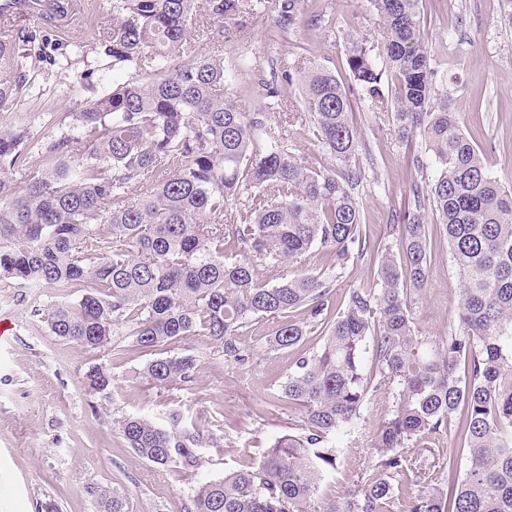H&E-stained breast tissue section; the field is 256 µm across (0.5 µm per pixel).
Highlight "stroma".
Returning a JSON list of instances; mask_svg holds the SVG:
<instances>
[{"label": "stroma", "mask_w": 512, "mask_h": 512, "mask_svg": "<svg viewBox=\"0 0 512 512\" xmlns=\"http://www.w3.org/2000/svg\"><path fill=\"white\" fill-rule=\"evenodd\" d=\"M81 12L69 31L41 23L30 31L46 41L48 52L64 55L68 69L51 68L44 87L54 93L51 104L32 101L1 117L5 123L25 125L33 139L50 145L61 137L83 147L75 121L88 107L92 92H68L66 84L82 71L93 70L99 89L126 79L128 72L98 62L87 48L112 22V0H82ZM307 21L284 32L273 6H266L248 29L225 27L199 18L201 30H212L211 54L225 65L247 61L248 70L236 76L231 90L244 111L257 109L254 88L284 62L306 57L345 76V33H363L379 45L378 26L365 0H301ZM421 28L434 55L436 87L447 95L452 111L462 113L466 135L482 149L491 173L512 184V0H422ZM326 12L336 17L335 31L309 23V16ZM52 116H45V107ZM354 117L363 145L359 163L365 178L355 189L363 205L362 222L371 239L392 242V213L403 212L420 173L410 155L424 154L421 137L399 138L383 112H372L364 97L354 99ZM311 267L333 279L335 302H343L352 288H368L373 276L364 261L335 271L326 251L314 250ZM459 291V281L441 234L430 244V274L422 291L412 293V312L418 328L429 336H444ZM78 289L61 292L0 280V321L9 325L0 338V512H39L53 502L59 512H103L99 493L118 489L127 497L130 512H186L201 483L223 478L247 460L261 456L271 441L299 432L302 412L283 407L267 410L274 382L296 357L295 351L276 350L268 341L277 329L266 318L249 324L241 341L251 361L241 367L224 358L221 347L206 336H189L163 347L166 356H195L198 369L191 386L160 388L140 370L149 356H128L88 350L55 336L43 313L48 307L78 301ZM95 364L112 372V390L89 395L82 377ZM388 395H377L368 410L366 426L342 451L338 468L320 485L309 512L327 508L368 479L374 457L372 436L390 409ZM181 414L182 428L220 436L217 448H203L198 467L159 468L128 448L119 428L131 415L150 418L160 427ZM432 448L440 459H453L440 471L444 491L460 482L467 452L455 432L440 434Z\"/></svg>", "instance_id": "obj_1"}]
</instances>
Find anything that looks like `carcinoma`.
Returning <instances> with one entry per match:
<instances>
[{
  "label": "carcinoma",
  "mask_w": 512,
  "mask_h": 512,
  "mask_svg": "<svg viewBox=\"0 0 512 512\" xmlns=\"http://www.w3.org/2000/svg\"><path fill=\"white\" fill-rule=\"evenodd\" d=\"M420 2L367 0L384 68L367 36L350 34V84L323 64L295 60L262 82L259 108L247 113L224 92L233 70L189 27L201 12L242 29L262 0H113L117 22L91 51L133 73L76 114L81 153L67 139L43 147L27 127L0 125V278L83 289L77 302L44 314L60 339L128 354L114 340L124 326L149 353L203 335L225 360L243 363L241 331L253 320L303 315L275 331L277 350L321 335L268 402L301 408L302 432L276 437L259 460L201 484L187 512H306L337 466L330 437L356 433L378 393L392 402L375 429L373 475L330 512H392L406 487L404 512H512V186L492 175L459 113L438 96ZM275 9L283 30L305 22L300 0H275ZM41 62L35 36L18 37L0 77V112L42 99ZM384 79L399 136L419 133L430 153V162L414 154L411 164L434 169L393 219V245L367 240L354 195L365 175L352 94L383 112ZM288 94L301 108L289 121L303 122L338 168L293 155L273 135L270 110ZM29 168L28 180L8 176ZM427 204L460 277L452 324L438 338L417 329L410 308V292L429 278ZM318 246L340 271L355 256L376 265L378 287L351 288L335 308L332 281L307 265ZM283 262L296 270L273 285L259 280L258 267ZM196 370L193 356H159L141 374L166 388L191 385ZM82 385L105 393L112 372L93 365ZM118 424L129 447L158 467L199 463L198 435L140 416ZM453 425L469 465L450 498L433 480L439 459L405 449L429 448ZM99 497L104 512H127L118 491Z\"/></svg>",
  "instance_id": "obj_1"
}]
</instances>
